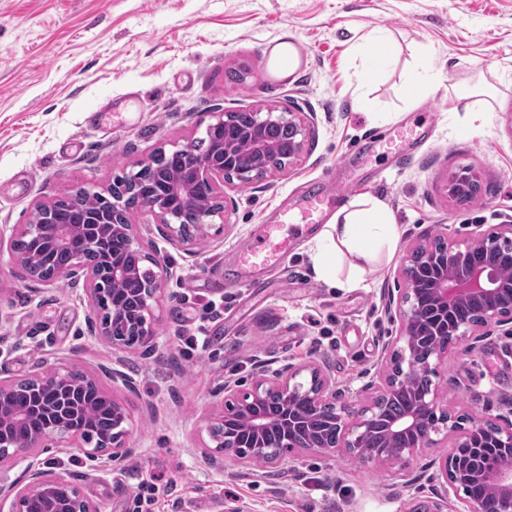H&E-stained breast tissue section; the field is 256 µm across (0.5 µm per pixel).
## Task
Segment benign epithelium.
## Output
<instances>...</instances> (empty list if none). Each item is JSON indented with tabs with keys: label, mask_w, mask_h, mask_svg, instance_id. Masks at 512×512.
I'll list each match as a JSON object with an SVG mask.
<instances>
[{
	"label": "benign epithelium",
	"mask_w": 512,
	"mask_h": 512,
	"mask_svg": "<svg viewBox=\"0 0 512 512\" xmlns=\"http://www.w3.org/2000/svg\"><path fill=\"white\" fill-rule=\"evenodd\" d=\"M287 128L290 133L288 151L269 131ZM312 134L310 121L291 107H267L238 112H213L204 129L210 141L206 152L193 145L161 147L157 153L182 157L189 165L192 181H172L173 201L168 197H149L143 202L154 220L156 233L164 240L191 253L198 239L212 226L217 210H196V223L183 224L178 203L186 204L194 184L206 186L212 196L224 193V183L238 187L253 186L297 163ZM481 185L480 174L463 167L448 179V196L457 202L472 199ZM125 196L116 195L110 209L85 215L82 220L96 225V238L80 234L70 224H58L55 203H40L38 224H17L9 245V263L22 274L38 264L41 258L17 247L29 237L51 239L70 253L69 264L48 272L41 279L45 286L66 278L70 284L83 285L93 314L109 304L105 284L125 282L139 275V268L129 259L146 254L137 239L135 225L128 223L124 209ZM105 240L112 252V264L95 267L84 261L86 252ZM493 254L498 262L512 263V225L499 231L478 234L465 242L442 235L428 237L413 246L403 258L399 277L403 288L397 297L388 296L387 310L394 311L399 321L397 341L401 349L392 356L387 373L367 382L362 392L370 404L357 410L345 395L336 390L325 366L284 363L273 370L270 363L258 361L253 383L243 392L237 384L224 383V410L209 427L224 428V441L215 452L203 454L208 466L218 464L221 457H232L245 467L261 466L281 469L300 450L328 451L341 448L355 461L366 464L398 462L431 445V433L437 424H448V412L439 409L438 389L429 386L418 394L409 388L413 373L424 377L439 375L445 358L456 343L468 340L470 348L494 335L498 328L512 324V280L502 277L495 264L486 262ZM156 267L148 293L131 288L118 304L112 305V325L97 324L89 318L96 338L112 348V352L151 356L156 349L153 303L161 297V283L168 271L156 255ZM43 394L54 396L71 387L72 373L62 368H41L26 378ZM87 392L104 391L96 372L83 373L77 379ZM18 383L0 380V468L26 462L24 478L8 482L0 480V512H27L34 492L40 493L38 507L42 512H99L67 473L56 472L33 461V453L60 444L66 438L67 448L87 458L107 456L112 465H121L134 449L127 441L130 416L126 408L112 399L114 417L119 430L103 435L93 446L87 443L85 423L66 415H58L46 430L37 433L23 447L13 444V434L22 418L13 411L12 400ZM276 398L272 413L254 412L255 406ZM408 399L397 415L389 416L384 401ZM485 432L502 446H512V419L503 424H477L466 431L452 451L440 462L442 481L435 495L438 502L432 512H444L448 495L473 484L493 486L498 496L486 500L477 496L464 499L465 512H512V463L491 468L473 464L475 438Z\"/></svg>",
	"instance_id": "obj_1"
}]
</instances>
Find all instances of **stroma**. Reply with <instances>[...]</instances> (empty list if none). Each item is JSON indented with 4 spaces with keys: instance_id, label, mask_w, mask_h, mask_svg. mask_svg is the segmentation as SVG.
<instances>
[{
    "instance_id": "1",
    "label": "stroma",
    "mask_w": 512,
    "mask_h": 512,
    "mask_svg": "<svg viewBox=\"0 0 512 512\" xmlns=\"http://www.w3.org/2000/svg\"><path fill=\"white\" fill-rule=\"evenodd\" d=\"M377 30L388 61H365ZM296 36L310 66L269 84L266 46ZM426 68L430 91L407 79ZM483 85L472 111L454 88ZM292 106L313 134L290 170L248 187L194 254L162 238L171 271L154 307L158 351L116 354L88 325L83 287L34 281L0 268V380L37 366L117 369L135 391L103 378L130 414L135 452L122 466L65 448L40 455L72 476L102 512H132V488L154 478V512H422L435 499L438 463L455 431L395 464L362 465L343 450L301 453L295 473L204 464L225 382L249 389L256 361L327 365L338 390L362 406L360 387L384 372L399 324L386 311L398 268L416 241H464L512 224V0H0V241L30 223L33 205L82 188L106 193L164 144L200 138L211 113ZM480 171L465 205L447 193L462 167ZM380 198L402 229L392 259L363 264L366 285L318 280L306 253L317 225H284L289 247L241 279L234 263L280 204L298 206L324 183ZM208 336L187 356L183 337ZM434 384L464 428L512 414V334L448 355Z\"/></svg>"
}]
</instances>
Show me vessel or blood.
I'll return each instance as SVG.
<instances>
[{
  "label": "vessel or blood",
  "instance_id": "vessel-or-blood-1",
  "mask_svg": "<svg viewBox=\"0 0 512 512\" xmlns=\"http://www.w3.org/2000/svg\"><path fill=\"white\" fill-rule=\"evenodd\" d=\"M309 63V55L305 46L296 38L286 37L268 46L263 57L265 67L274 68L276 75H295L303 72ZM346 199L343 193L318 194L306 200L300 212L291 209H281L278 224H266L262 227V241L259 246L251 248L240 256L239 261L244 267L270 266L275 264L288 250V244L278 236L279 224H287L294 217L310 224L322 222L326 208L341 205Z\"/></svg>",
  "mask_w": 512,
  "mask_h": 512
}]
</instances>
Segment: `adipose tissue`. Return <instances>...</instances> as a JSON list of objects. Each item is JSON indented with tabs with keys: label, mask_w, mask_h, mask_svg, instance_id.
<instances>
[{
	"label": "adipose tissue",
	"mask_w": 512,
	"mask_h": 512,
	"mask_svg": "<svg viewBox=\"0 0 512 512\" xmlns=\"http://www.w3.org/2000/svg\"><path fill=\"white\" fill-rule=\"evenodd\" d=\"M400 228L392 212L378 199L363 196L334 214L309 242L308 254L317 277L333 288H356L359 274L337 276V265L346 255L372 259L379 253L394 254Z\"/></svg>",
	"instance_id": "obj_1"
}]
</instances>
